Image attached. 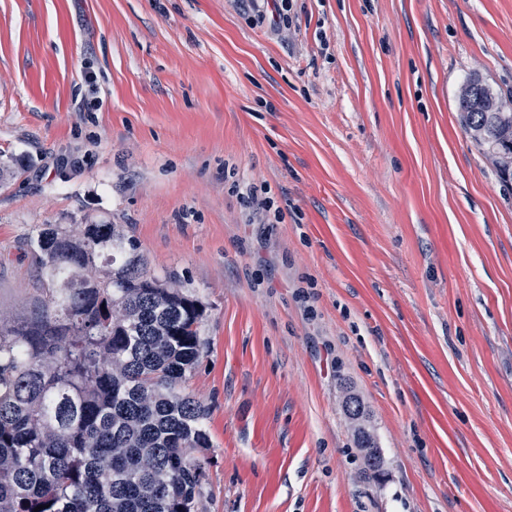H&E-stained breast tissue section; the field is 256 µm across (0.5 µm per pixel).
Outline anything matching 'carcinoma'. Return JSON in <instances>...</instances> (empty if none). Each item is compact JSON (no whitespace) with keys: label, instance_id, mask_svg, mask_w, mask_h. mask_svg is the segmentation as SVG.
<instances>
[{"label":"carcinoma","instance_id":"obj_1","mask_svg":"<svg viewBox=\"0 0 512 512\" xmlns=\"http://www.w3.org/2000/svg\"><path fill=\"white\" fill-rule=\"evenodd\" d=\"M465 134L512 178V99ZM40 273L0 316V512H197L209 410L185 383L206 305L148 268L122 224H39Z\"/></svg>","mask_w":512,"mask_h":512}]
</instances>
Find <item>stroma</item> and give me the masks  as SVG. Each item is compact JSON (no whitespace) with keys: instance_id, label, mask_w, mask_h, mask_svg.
I'll return each instance as SVG.
<instances>
[{"instance_id":"obj_1","label":"stroma","mask_w":512,"mask_h":512,"mask_svg":"<svg viewBox=\"0 0 512 512\" xmlns=\"http://www.w3.org/2000/svg\"><path fill=\"white\" fill-rule=\"evenodd\" d=\"M279 4L0 0V314L35 225H125L207 305L200 512H512V184L458 109L512 0Z\"/></svg>"}]
</instances>
